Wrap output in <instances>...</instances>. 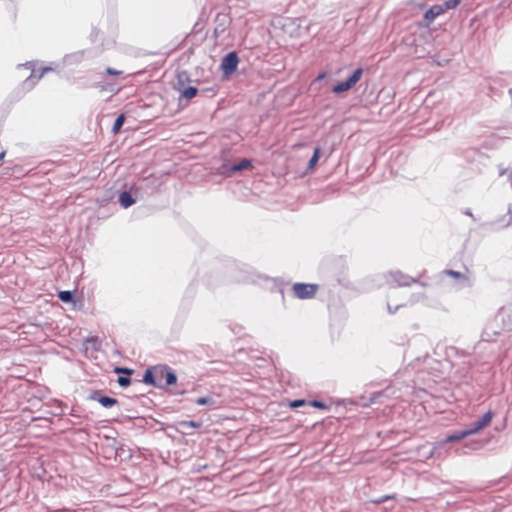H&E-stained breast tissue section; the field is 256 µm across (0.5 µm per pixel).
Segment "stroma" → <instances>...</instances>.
<instances>
[{"label": "stroma", "mask_w": 512, "mask_h": 512, "mask_svg": "<svg viewBox=\"0 0 512 512\" xmlns=\"http://www.w3.org/2000/svg\"><path fill=\"white\" fill-rule=\"evenodd\" d=\"M512 0H206L170 65L89 78L140 55L90 35L56 66L76 84L78 135L0 154V512H512V263L468 339L415 335L388 365L307 378L242 334L193 336L208 291L314 299L328 345L384 289L453 320L486 243L512 228ZM449 166V196L427 189ZM482 185L490 205L465 206ZM402 187L454 241L407 289L411 264L321 252L282 273L220 252L185 205L217 187L265 211ZM165 216L196 269L164 334L118 336L89 286L114 212Z\"/></svg>", "instance_id": "35a3bbf8"}]
</instances>
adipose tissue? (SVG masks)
<instances>
[{"label":"adipose tissue","instance_id":"adipose-tissue-1","mask_svg":"<svg viewBox=\"0 0 512 512\" xmlns=\"http://www.w3.org/2000/svg\"><path fill=\"white\" fill-rule=\"evenodd\" d=\"M204 6L205 0H0V89L28 77L40 62L62 57L91 32L106 34L115 26L125 42L144 48L145 56L115 53L92 59L89 67L97 76L133 73L156 62L157 52L175 54ZM80 117L70 80L56 71L45 72L14 112L7 134L0 137V151L18 144L40 150L51 134L78 131ZM186 200L198 222L212 228L223 252L246 254L258 266L274 262L291 273L304 269L319 252L351 261L369 255V225L345 221L357 206L353 200L322 210L278 213L234 201L220 189L193 191ZM376 205L392 211L404 226L391 241L403 244L412 260L410 286L447 265L453 249L447 226L415 219L399 187L380 195ZM89 256L103 274L96 285L97 302L113 331L121 336L161 335L179 286L195 268L189 244L165 219L137 225L119 211ZM508 257L512 229L487 243L472 272L475 293L461 297L450 322L409 314L399 306L401 289L389 288L358 312L343 342L332 347L322 336L312 301L294 298L284 304L258 288L232 287L205 294L194 333L212 343L249 334L316 379L359 376L387 361L391 345L413 333L452 342L467 326L482 322L500 303L490 272Z\"/></svg>","mask_w":512,"mask_h":512}]
</instances>
